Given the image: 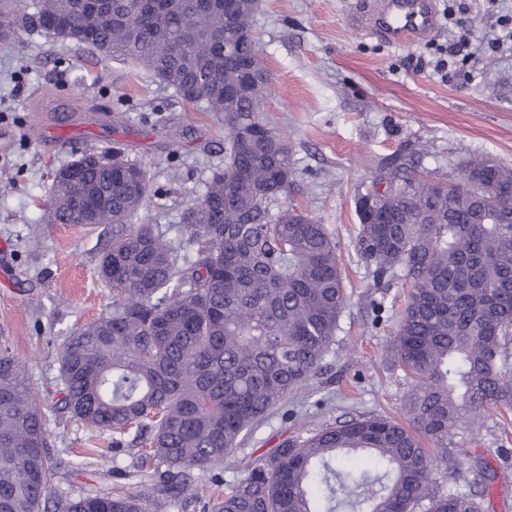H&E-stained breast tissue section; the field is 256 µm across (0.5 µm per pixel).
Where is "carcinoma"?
<instances>
[{
	"mask_svg": "<svg viewBox=\"0 0 512 512\" xmlns=\"http://www.w3.org/2000/svg\"><path fill=\"white\" fill-rule=\"evenodd\" d=\"M0 0V38L26 24L130 60L188 103L224 115V168L184 215L181 238L131 220L150 196L147 172L119 153L79 157L53 180L50 221L107 198L97 224L116 227L99 273L115 294L112 314L79 329L57 354L56 409L93 432L137 448L138 494L90 492L56 512H148L191 500L202 512H483L448 460L454 431L512 407V168L477 155L462 181L423 179L400 154L372 181L382 193L355 199L356 251L384 284L399 271L412 288L399 315L393 367L411 380L406 422L359 416L281 442L265 459L239 461L224 495L189 492L190 471L216 481L255 427L293 401L333 351L348 294L327 225L282 203L293 182L288 138L262 103L272 77L253 33L259 0L222 7L191 0ZM188 28L212 30L186 42ZM246 45L258 80H241L235 46ZM137 179L128 180V174ZM47 420L9 342L0 346V512H42L57 476ZM448 463L437 489L436 458ZM166 470H160V466Z\"/></svg>",
	"mask_w": 512,
	"mask_h": 512,
	"instance_id": "cac0c4a2",
	"label": "carcinoma"
}]
</instances>
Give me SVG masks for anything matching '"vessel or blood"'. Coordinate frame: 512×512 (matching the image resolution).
<instances>
[{"label": "vessel or blood", "mask_w": 512, "mask_h": 512, "mask_svg": "<svg viewBox=\"0 0 512 512\" xmlns=\"http://www.w3.org/2000/svg\"><path fill=\"white\" fill-rule=\"evenodd\" d=\"M359 22L394 46L410 45L435 31L436 0H370Z\"/></svg>", "instance_id": "1"}]
</instances>
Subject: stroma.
Here are the masks:
<instances>
[{"mask_svg":"<svg viewBox=\"0 0 512 512\" xmlns=\"http://www.w3.org/2000/svg\"><path fill=\"white\" fill-rule=\"evenodd\" d=\"M366 0H260L254 33L264 46L273 93L266 117L288 138L295 181L288 204L327 224L351 295L336 345L293 403L294 417L261 422L241 454L257 458L281 441L360 414L401 417L408 384L391 366V344L410 285L374 287L354 250L355 195L374 164L423 152L432 178H460L465 162L488 155L512 167V0H438L432 37L388 45L356 29ZM466 41L470 56L449 55ZM444 59L446 72L432 62ZM123 152L150 176L138 221L178 237L191 200L224 165V119L183 101L145 69L51 43L28 27L0 42V337L24 364L30 386L55 390L57 349L73 332L112 312L98 270L111 228L50 224L45 205L54 173L85 153ZM49 454L59 465L53 499L95 488H131L102 473V458L131 465L133 448L91 434L46 408ZM448 453L463 478L490 465L497 478L489 512H512V411L458 430Z\"/></svg>","mask_w":512,"mask_h":512,"instance_id":"stroma-1","label":"stroma"}]
</instances>
